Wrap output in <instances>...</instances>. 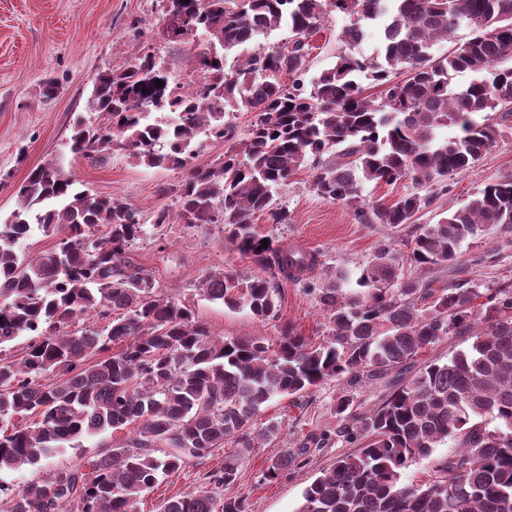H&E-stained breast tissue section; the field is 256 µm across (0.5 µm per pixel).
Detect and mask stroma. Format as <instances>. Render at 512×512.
<instances>
[{"mask_svg":"<svg viewBox=\"0 0 512 512\" xmlns=\"http://www.w3.org/2000/svg\"><path fill=\"white\" fill-rule=\"evenodd\" d=\"M158 0H0V222L19 206L18 191L31 168L57 161L83 188L99 195L125 197L144 215L172 206L170 190L183 178L182 171L148 169L134 165L123 152H113L97 163L64 151L63 143L76 118L85 113L99 71L122 69L137 55L151 52L162 58L176 81L198 79L199 67L185 44L173 43L160 33ZM348 16L333 12L315 39L309 77L333 66L343 45L338 40ZM57 80L55 97L43 96V81ZM512 176V134H505L481 162L458 174L448 193L437 196L419 215L433 224L487 183ZM277 206L287 210L289 223L256 220L260 235L285 246L314 251L320 263L305 281H280L279 319L260 322L248 310H231L207 300L198 291L203 275L216 269L246 273L252 264L233 249L219 228L205 225L188 229L175 224L148 229L130 252L164 296L190 304L196 318L223 336H262L276 340L279 323L292 324L314 342L329 337V317L307 288L339 273L358 277L377 248L392 243L408 255V233L392 234L380 224H360L350 207L317 195L309 172L278 187ZM463 278L486 286L512 278V227L497 228L463 243ZM342 384L328 381L287 399L272 400L262 420L280 422V435L266 448L246 452L225 444L200 465H189L166 477L140 502V512H159L164 501L208 484L212 472L233 463L237 480L216 487L217 495L242 494L252 512H297L302 493L320 472L337 459L355 452L357 443L338 437L340 418L334 412ZM314 442L304 465L262 481L263 471L276 456L300 447L306 437Z\"/></svg>","mask_w":512,"mask_h":512,"instance_id":"35a3bbf8","label":"stroma"}]
</instances>
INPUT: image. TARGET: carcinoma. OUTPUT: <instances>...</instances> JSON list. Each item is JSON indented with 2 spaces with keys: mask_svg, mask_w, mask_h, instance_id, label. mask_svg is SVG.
<instances>
[{
  "mask_svg": "<svg viewBox=\"0 0 512 512\" xmlns=\"http://www.w3.org/2000/svg\"><path fill=\"white\" fill-rule=\"evenodd\" d=\"M158 2L165 38L192 45L207 36L196 53L203 77L185 87L148 52L121 71L100 72L66 146L95 162L120 150L138 166L183 171L172 188L178 211L147 218L124 197L76 188L74 176L48 161L29 172L18 209L0 224V473L41 466L11 491L7 512H71L73 504L139 512L166 476L226 443L254 450L277 439L279 423L253 427L273 399L393 371L389 392L369 412L355 413L353 397H339L338 433L364 444L304 489L298 512H512V280L435 288L430 277L458 265L467 239L512 227V177L485 185L436 224L416 223L512 119V0ZM333 11L354 20L340 33L335 65L308 86L311 38ZM369 25L380 34L372 58L353 52ZM461 27L471 38L435 55ZM282 28L287 42L259 41ZM465 71L472 80L452 84L451 73ZM152 111L167 117L152 122ZM236 112L255 113L242 139ZM201 134L228 143L222 157L199 160ZM310 167L313 190L350 206L358 223L412 228L407 259L422 272L402 277L403 260L386 246L357 278L367 293L350 295L334 282L318 289L329 340L314 343L290 324L273 343L216 336L130 261L149 225L220 226L258 271L216 269L201 280V295L278 320L277 281H302L319 253L270 238L262 244L255 219L288 223V212L273 207V190ZM403 179L433 194L407 193L391 205L362 194L367 183ZM36 230L56 245L18 246ZM90 312L105 324L71 329ZM449 334L473 341L405 377L408 360ZM20 336L33 337L24 355H5ZM108 430L129 438L86 460L46 464ZM448 440L455 450L432 457ZM309 451L304 444L277 457L262 479L304 464ZM424 461L428 478L404 481ZM236 480L229 463L210 475L218 486ZM161 512L252 509L244 495L218 498L202 488L167 500Z\"/></svg>",
  "mask_w": 512,
  "mask_h": 512,
  "instance_id": "1",
  "label": "carcinoma"
}]
</instances>
